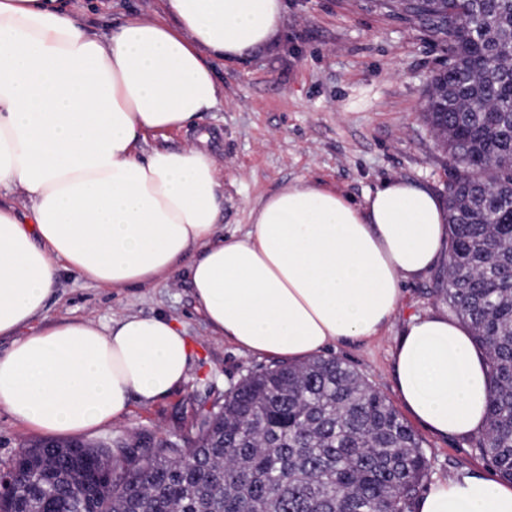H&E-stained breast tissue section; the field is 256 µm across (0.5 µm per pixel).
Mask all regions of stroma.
<instances>
[{
	"mask_svg": "<svg viewBox=\"0 0 512 512\" xmlns=\"http://www.w3.org/2000/svg\"><path fill=\"white\" fill-rule=\"evenodd\" d=\"M283 45L258 51L248 65L220 66L224 97L197 125L149 135L147 147L205 145L224 170L225 235L249 228L250 211L284 183L306 179L363 201L383 180L400 178L445 195L448 159L423 118L428 86L441 54L416 24L374 0H287ZM160 0H81L97 27L132 13L155 15ZM448 267L406 284L400 308L381 336L329 348L390 401L392 351L409 314L445 310L434 288ZM50 319L163 314L177 320L198 359L179 391L150 406L131 404L109 435L172 436L201 407L223 398L265 359L213 336L197 311L186 272L150 288H103L61 271L47 306ZM433 461L432 478L489 474L467 440L421 432Z\"/></svg>",
	"mask_w": 512,
	"mask_h": 512,
	"instance_id": "obj_1",
	"label": "stroma"
}]
</instances>
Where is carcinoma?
<instances>
[{"label":"carcinoma","mask_w":512,"mask_h":512,"mask_svg":"<svg viewBox=\"0 0 512 512\" xmlns=\"http://www.w3.org/2000/svg\"><path fill=\"white\" fill-rule=\"evenodd\" d=\"M442 53L424 114L448 136V282L435 293L488 368L486 427L473 450L512 482V0H378ZM67 448L32 443L54 479L26 481L70 512ZM112 468L87 512H411L431 470L421 438L365 376L336 357L248 372L175 438L121 435L84 449Z\"/></svg>","instance_id":"obj_1"}]
</instances>
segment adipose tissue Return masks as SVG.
<instances>
[{
    "label": "adipose tissue",
    "mask_w": 512,
    "mask_h": 512,
    "mask_svg": "<svg viewBox=\"0 0 512 512\" xmlns=\"http://www.w3.org/2000/svg\"><path fill=\"white\" fill-rule=\"evenodd\" d=\"M284 0H160L92 32L66 0H0V409L45 437L111 427L131 400L178 390L195 349L166 316L46 323L60 271L103 288H144L180 265L213 335L258 357L303 361L380 335L404 284L448 246L447 209L387 180L363 201L307 180L281 186L239 236L217 231L224 173L198 146L141 153L148 134L196 125L222 89L221 63L276 43ZM43 328L21 335L34 321ZM396 392L441 438L486 425L487 367L469 329L411 316L393 352ZM412 512H512V483L435 479Z\"/></svg>",
    "instance_id": "adipose-tissue-1"
}]
</instances>
